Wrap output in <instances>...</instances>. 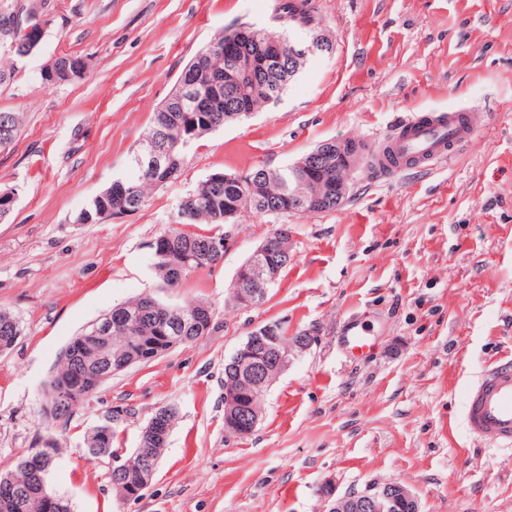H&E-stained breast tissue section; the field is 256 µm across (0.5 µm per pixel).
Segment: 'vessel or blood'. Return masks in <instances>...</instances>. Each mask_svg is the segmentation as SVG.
<instances>
[{
  "instance_id": "1",
  "label": "vessel or blood",
  "mask_w": 512,
  "mask_h": 512,
  "mask_svg": "<svg viewBox=\"0 0 512 512\" xmlns=\"http://www.w3.org/2000/svg\"><path fill=\"white\" fill-rule=\"evenodd\" d=\"M475 133L471 115L454 110L425 120L414 116L401 130L379 144L374 162L386 167V153H393L398 168L415 163L428 166L450 158L457 146ZM342 349L351 356L370 353L374 339L369 330L355 320L346 323L341 337ZM466 429L496 448L512 447V355L500 358L484 370L467 389L463 413Z\"/></svg>"
}]
</instances>
